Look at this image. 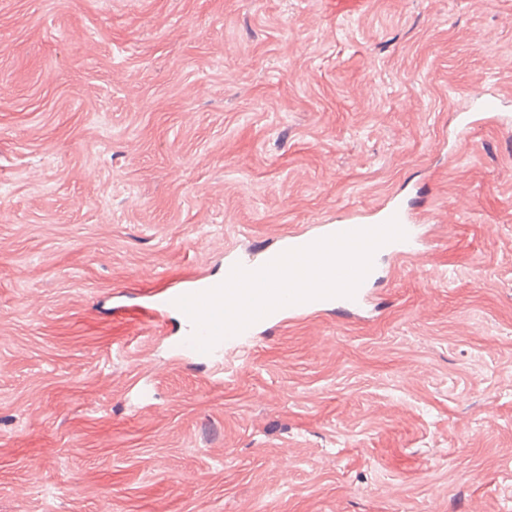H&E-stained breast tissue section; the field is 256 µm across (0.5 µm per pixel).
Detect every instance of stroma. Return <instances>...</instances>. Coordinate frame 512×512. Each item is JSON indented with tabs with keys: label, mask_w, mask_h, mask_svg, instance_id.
Here are the masks:
<instances>
[{
	"label": "stroma",
	"mask_w": 512,
	"mask_h": 512,
	"mask_svg": "<svg viewBox=\"0 0 512 512\" xmlns=\"http://www.w3.org/2000/svg\"><path fill=\"white\" fill-rule=\"evenodd\" d=\"M482 89L512 114V0H0V512H512V121L455 132ZM392 197L421 254L222 382L141 314Z\"/></svg>",
	"instance_id": "35a3bbf8"
}]
</instances>
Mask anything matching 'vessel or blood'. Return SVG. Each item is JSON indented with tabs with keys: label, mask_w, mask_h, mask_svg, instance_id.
<instances>
[{
	"label": "vessel or blood",
	"mask_w": 512,
	"mask_h": 512,
	"mask_svg": "<svg viewBox=\"0 0 512 512\" xmlns=\"http://www.w3.org/2000/svg\"><path fill=\"white\" fill-rule=\"evenodd\" d=\"M499 108L498 95L490 90L481 92L473 99V109L465 113L457 126L461 131H469L476 124L485 120L486 116L496 113ZM397 219L399 225L405 232L404 239L394 241L391 251L401 257H408L415 251L416 227L412 213L406 209L401 202L391 200L380 207L372 214V221L369 224L379 226L390 219ZM364 224L357 215L351 214L341 217L333 224L321 225L318 234H304L299 232L289 233L288 237L281 243L280 249L287 251L307 246L315 242L316 238L328 237L334 234L348 232L363 228ZM217 279L205 277H193L185 279L175 285L154 290L148 296L145 311L151 316H173L176 322V337L170 343L169 349L175 356L183 359L205 358L210 363H217L221 354L226 351L241 348L249 345L256 336L262 334L272 322H286L301 317L309 312L323 308H337L350 312L361 310L368 302V291L366 285H359L353 297H333L315 299L306 302L291 304L281 307L278 312L268 314L264 318L251 324L240 333L227 336L220 340L208 353H199L189 342L190 336L195 328L188 317L176 306L178 297L186 294H196L216 287Z\"/></svg>",
	"instance_id": "obj_1"
}]
</instances>
